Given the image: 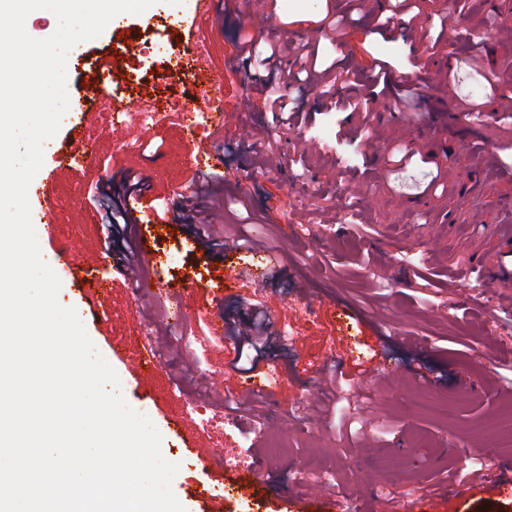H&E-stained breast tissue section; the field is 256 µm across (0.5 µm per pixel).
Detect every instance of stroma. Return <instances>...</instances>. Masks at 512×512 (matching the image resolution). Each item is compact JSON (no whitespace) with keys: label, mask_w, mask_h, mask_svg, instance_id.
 Masks as SVG:
<instances>
[{"label":"stroma","mask_w":512,"mask_h":512,"mask_svg":"<svg viewBox=\"0 0 512 512\" xmlns=\"http://www.w3.org/2000/svg\"><path fill=\"white\" fill-rule=\"evenodd\" d=\"M195 5L165 0L122 14L112 31L70 50L66 91L76 109L45 143L36 175L53 203L54 238L39 205L31 207L39 247L61 281V305L77 298L57 246L104 253L92 276L112 289L85 329L121 373L126 402L148 412L161 433L164 457L179 464L176 498L186 512H211L218 496L224 512H238L237 495L224 489L246 480L259 487L256 512H395L408 500L415 512H512V497L498 490L512 484V444L476 432L512 405V280L504 278L512 271V172L504 168L512 161V0H421L415 24L437 41L433 50L398 28H377L391 0H282L261 28L253 24L260 0H211L207 24L198 23ZM336 14L349 22L335 31ZM192 27L222 79L232 124L191 140L168 120L124 148L102 119L94 155L52 175L54 146L78 136V108L94 97L84 79L104 65L126 70V83L110 92L127 103L146 90L177 105L193 99V80L167 64L187 52ZM246 38L307 44L320 64L359 73L333 95L364 98L366 126L338 138L349 114L331 109L320 87L297 85L288 97L312 118L276 127L254 68L237 56ZM378 59L389 63L393 87L420 85L414 114L396 111L391 90L370 94L363 77ZM471 99L480 114L467 112ZM258 142L272 144L277 167L251 153ZM397 146L413 154V166L392 163ZM199 171L220 181V201L203 202L215 233L240 217L265 244L208 259L184 225H132L133 238L174 258L157 277L205 289L206 311L187 310L175 329L167 311L180 294L149 300L116 272L92 195L132 173L161 210ZM258 308L271 340L257 370H235L224 330H245ZM142 326L161 366L137 382L125 376L123 359ZM337 368L354 372L353 392L373 402L371 415H350L347 429L322 414ZM241 395L253 398L259 416L225 407V398ZM185 417L199 433L192 448L179 438ZM477 462L494 485L472 475Z\"/></svg>","instance_id":"35a3bbf8"}]
</instances>
